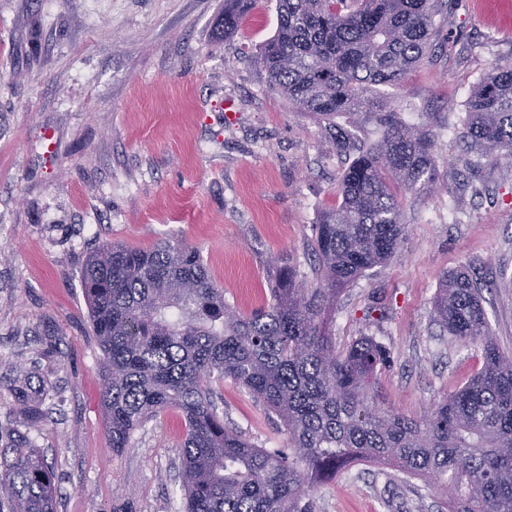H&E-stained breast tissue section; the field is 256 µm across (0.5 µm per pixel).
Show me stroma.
<instances>
[{"instance_id":"1","label":"stroma","mask_w":512,"mask_h":512,"mask_svg":"<svg viewBox=\"0 0 512 512\" xmlns=\"http://www.w3.org/2000/svg\"><path fill=\"white\" fill-rule=\"evenodd\" d=\"M448 22L427 58L361 112L334 124L268 85L261 47L276 0H256L234 36L224 0H0V429H19L11 365L35 368L57 406L32 438L49 465L56 512H180L186 430L166 414L113 452L100 400L102 353L81 287L103 245L196 247L226 301L264 304L271 257L320 284L312 226L335 207L356 142L378 117L437 127L442 186L403 199L405 233L385 264L338 287L337 350L367 337L387 350L377 382L387 405L417 416L482 366L483 345L431 317L444 271L482 286L489 333L512 352V166L470 167L456 137L467 100L495 63H512V0H443ZM225 424L261 448L287 434L240 385L224 380ZM313 512H448L443 491L386 465L355 461L312 493Z\"/></svg>"}]
</instances>
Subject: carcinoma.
<instances>
[{
    "mask_svg": "<svg viewBox=\"0 0 512 512\" xmlns=\"http://www.w3.org/2000/svg\"><path fill=\"white\" fill-rule=\"evenodd\" d=\"M252 2L224 0V38ZM276 10V33L262 47L269 85L330 125L374 88L398 86L446 21L434 0H276ZM467 109L458 135L466 153L512 157V64L491 65ZM379 125V141L360 148L338 180V205L314 225L317 288L278 257L268 305L243 315L182 242L112 243L89 256L81 285L102 352L109 445L129 448L147 421L177 413L186 427L184 512H312L310 492L362 458L438 484L448 478V512H512V352L487 339L477 281L445 272L432 314L460 342L484 341L483 366L418 417L380 402L381 346L361 338L343 352L329 336L336 286L398 249V194L440 184L433 130L385 118ZM16 372V411L39 429L46 395L33 370ZM226 378L282 422L288 450L259 448L224 424L215 385ZM54 505L52 474L28 433L0 432V512Z\"/></svg>",
    "mask_w": 512,
    "mask_h": 512,
    "instance_id": "1",
    "label": "carcinoma"
}]
</instances>
